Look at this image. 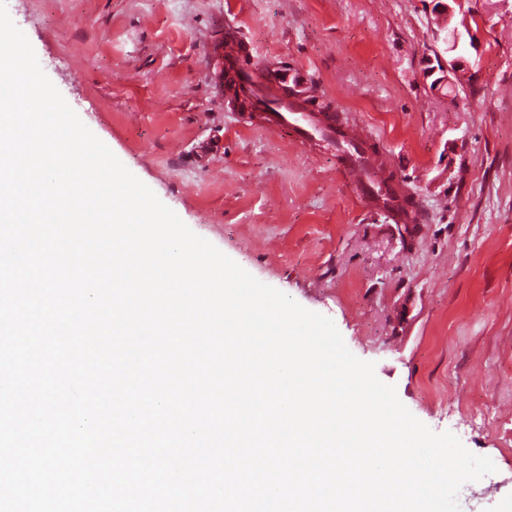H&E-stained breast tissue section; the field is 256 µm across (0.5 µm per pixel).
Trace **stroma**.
I'll return each mask as SVG.
<instances>
[{
	"mask_svg": "<svg viewBox=\"0 0 512 512\" xmlns=\"http://www.w3.org/2000/svg\"><path fill=\"white\" fill-rule=\"evenodd\" d=\"M84 124L196 234L329 316L349 350L434 432L495 473L461 512H512V0H461L477 37L462 82L433 89L430 0H7ZM297 69L422 221L401 239L358 199L334 147L258 129L217 80Z\"/></svg>",
	"mask_w": 512,
	"mask_h": 512,
	"instance_id": "obj_1",
	"label": "stroma"
}]
</instances>
